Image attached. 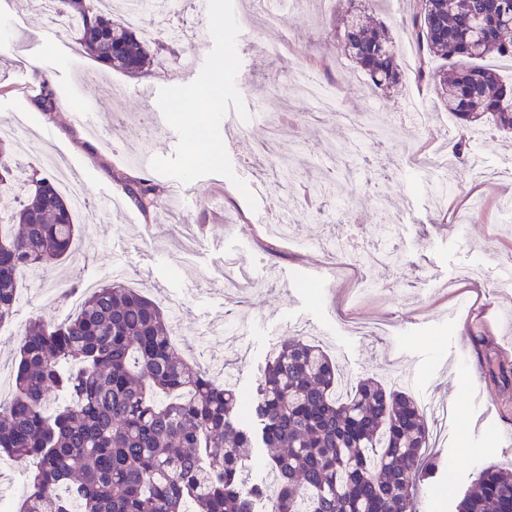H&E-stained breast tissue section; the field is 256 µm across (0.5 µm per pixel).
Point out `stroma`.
Instances as JSON below:
<instances>
[{"instance_id": "1", "label": "stroma", "mask_w": 512, "mask_h": 512, "mask_svg": "<svg viewBox=\"0 0 512 512\" xmlns=\"http://www.w3.org/2000/svg\"><path fill=\"white\" fill-rule=\"evenodd\" d=\"M178 0L165 12L146 6L141 27L182 31L189 52L161 54L142 75L106 70L81 54L73 33L49 19L40 0H0V126L23 119L30 150L14 154L20 175L50 173L61 160L73 193L98 213L80 225L71 257L44 269L40 279L19 278L20 303L0 327V389H11L18 340L30 318L58 322L71 312L58 285H106L124 273L136 288L170 311L180 324L187 359L219 353L240 391L254 394L276 345L304 330L335 357L344 387L373 377L407 391L423 409L432 434V455L444 467L424 481L422 512H455L458 492L488 464H512V382L492 368L512 367V228L499 223L496 202L462 221L444 223L430 212L432 189L449 197L472 195L468 169L512 161V141L488 127L476 130L465 162L423 183L416 159L421 145L450 150L461 127L437 105L433 91L411 77L417 65L414 40L402 31L412 0H380L375 20L392 31L407 79L390 94L370 88L354 71L334 27L346 0H288L282 24L267 26L249 0ZM287 42L277 60L268 43ZM232 56L235 68L217 104L206 94L216 64ZM311 69L334 90L338 111L319 112L299 98L296 69ZM48 78L60 104L42 112L40 78ZM83 85L101 103L100 120L111 131L103 141L73 121V88ZM414 102L431 118L421 129L404 117ZM162 112L166 127L142 122ZM237 113L233 124L224 115ZM292 121L267 157L258 152L270 124ZM373 122L380 140L354 155V179L322 183L316 163L323 129L332 142L348 139L351 125ZM153 167L138 165L145 155ZM293 164V193L316 195L321 215L293 225L288 239L266 233L281 210L270 205L279 168ZM152 179L160 188L153 211L142 212L117 190L115 173ZM404 209L399 238L385 227ZM339 210L338 222L323 221ZM340 244L366 254L398 252L400 269L372 266L363 295H355L357 272L343 287L330 286L333 267L323 245ZM239 259L250 283L235 317H226L224 257ZM469 270L474 280L455 292L441 281ZM465 328L456 340L457 328Z\"/></svg>"}]
</instances>
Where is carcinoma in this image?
<instances>
[{
	"instance_id": "1",
	"label": "carcinoma",
	"mask_w": 512,
	"mask_h": 512,
	"mask_svg": "<svg viewBox=\"0 0 512 512\" xmlns=\"http://www.w3.org/2000/svg\"><path fill=\"white\" fill-rule=\"evenodd\" d=\"M347 0L337 23L345 51L373 89L403 81L394 37ZM82 51L135 75L169 37L152 40L90 0H57ZM407 31L426 52L415 79L432 88L464 133H512V81L482 64L512 59V0H415ZM58 97L42 80L41 109ZM142 211L157 186L116 177ZM0 326L13 320L17 274L73 250V203L50 175L15 183L10 140L0 137ZM336 363L312 341L280 345L248 399L188 363L173 345L171 314L114 281L86 294L60 323L29 320L12 395L0 402V453L29 465L19 512H257L268 488L250 484L251 452H271L272 512H417L420 481L436 467L424 413L405 391L366 377L336 396ZM66 402L48 413L49 394ZM456 512H512V468L481 469Z\"/></svg>"
}]
</instances>
